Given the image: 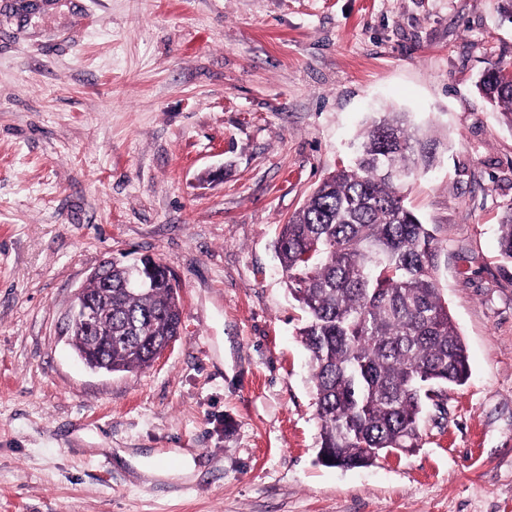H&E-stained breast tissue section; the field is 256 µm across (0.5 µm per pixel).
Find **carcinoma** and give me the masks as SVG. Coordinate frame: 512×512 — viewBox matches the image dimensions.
I'll return each instance as SVG.
<instances>
[{
    "mask_svg": "<svg viewBox=\"0 0 512 512\" xmlns=\"http://www.w3.org/2000/svg\"><path fill=\"white\" fill-rule=\"evenodd\" d=\"M486 85L512 126V66L492 65ZM430 162L428 141L401 113H383L361 133L352 163L320 183L275 243L289 293L306 315L298 336L316 394L318 455L333 467L412 451L424 407L469 379L466 346L439 288L438 240L402 195ZM498 233L499 254L512 264V206ZM129 278V266L112 262V308L103 321L112 342L100 359L114 372L149 367L181 330L177 282L159 268L139 293Z\"/></svg>",
    "mask_w": 512,
    "mask_h": 512,
    "instance_id": "1",
    "label": "carcinoma"
}]
</instances>
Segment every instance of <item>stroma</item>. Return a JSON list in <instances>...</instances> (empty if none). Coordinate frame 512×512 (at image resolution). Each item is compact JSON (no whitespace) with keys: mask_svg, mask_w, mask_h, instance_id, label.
<instances>
[{"mask_svg":"<svg viewBox=\"0 0 512 512\" xmlns=\"http://www.w3.org/2000/svg\"><path fill=\"white\" fill-rule=\"evenodd\" d=\"M503 0H0V512H512V127L476 82L512 63ZM380 112L434 148V228L470 378L419 448L319 462L281 224ZM151 256L182 328L91 370L65 314ZM191 454L186 479L149 478ZM499 233V254L503 261L512 264V206L503 214Z\"/></svg>","mask_w":512,"mask_h":512,"instance_id":"stroma-1","label":"stroma"}]
</instances>
